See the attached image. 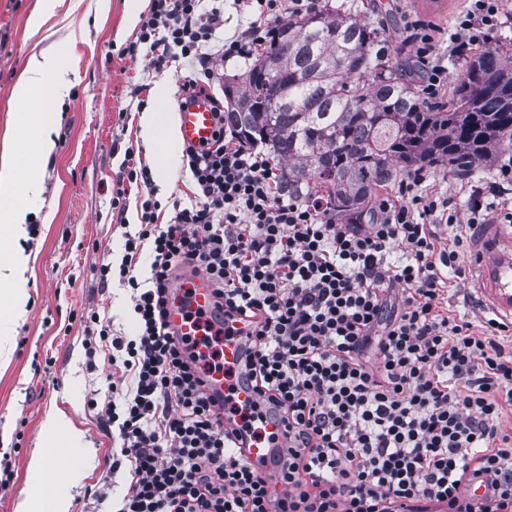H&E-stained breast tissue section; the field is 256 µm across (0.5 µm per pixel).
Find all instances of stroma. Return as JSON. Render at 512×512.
I'll return each mask as SVG.
<instances>
[{
  "instance_id": "35a3bbf8",
  "label": "stroma",
  "mask_w": 512,
  "mask_h": 512,
  "mask_svg": "<svg viewBox=\"0 0 512 512\" xmlns=\"http://www.w3.org/2000/svg\"><path fill=\"white\" fill-rule=\"evenodd\" d=\"M344 6L377 28L387 49L402 47L399 33L403 14L411 10L438 24L452 21L463 0H328ZM38 0H0V156L38 160L43 192L31 200L25 180H18L13 200L29 207L26 243L30 255L23 286L28 299L23 310L0 306V321L13 324L8 359L0 360V455H7L13 473L0 490V512H16L29 476V463L44 439L48 412H62L78 442L60 436L63 453L57 461L66 469L85 467L88 476L71 488V512H81L103 480H110L109 500L126 492L124 471L110 472L114 442L100 415L88 406L91 393L106 389L112 366L105 355L88 359L81 317L104 310L112 331L132 337L137 332L131 291L119 281L101 284V264H120L127 234L138 231L142 197L153 192L164 211L185 200L191 184L182 156L164 159L148 144L139 118L143 107L153 106L152 88L167 80L165 109L179 110L177 74L183 61L162 72L150 66L145 49L128 53L137 24L128 23L134 0H60L40 29L29 18ZM65 45L76 79L61 107L62 119L54 134L49 157H38L35 144L14 126L21 107L12 97L13 85L28 59L41 51ZM149 84L143 95L138 84ZM134 150L150 172L170 164L169 181H152L150 187H130L124 212L112 207V198L125 180L127 150ZM429 181L451 207L464 210L471 191L497 177L496 163H484L460 177L446 167L427 170Z\"/></svg>"
}]
</instances>
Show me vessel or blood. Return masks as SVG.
Returning <instances> with one entry per match:
<instances>
[{
    "label": "vessel or blood",
    "mask_w": 512,
    "mask_h": 512,
    "mask_svg": "<svg viewBox=\"0 0 512 512\" xmlns=\"http://www.w3.org/2000/svg\"><path fill=\"white\" fill-rule=\"evenodd\" d=\"M178 132L183 144L198 146L207 143L214 132L215 120L207 98H198L178 112ZM468 284L490 311L499 319L512 323V226L490 221L477 225L465 257ZM215 299L208 279L200 274L181 277L174 286L167 305V322L174 333L200 340L204 331L197 322L198 315L211 314ZM248 326L240 322L233 335L224 339V365L233 367L242 360L248 346ZM204 391L216 402L231 400L240 411L260 408L261 402L252 389L229 388L223 371L208 374ZM247 462L262 473L271 470L274 454L266 438L252 440L243 447Z\"/></svg>",
    "instance_id": "1"
}]
</instances>
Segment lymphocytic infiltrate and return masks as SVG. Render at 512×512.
I'll return each mask as SVG.
<instances>
[{"label": "lymphocytic infiltrate", "instance_id": "lymphocytic-infiltrate-1", "mask_svg": "<svg viewBox=\"0 0 512 512\" xmlns=\"http://www.w3.org/2000/svg\"><path fill=\"white\" fill-rule=\"evenodd\" d=\"M250 16L244 33L224 34V0H150L137 41L154 70L188 62L183 104L218 78L224 60L249 58L261 23L287 24L304 0H233ZM512 18V0H469L450 36L463 56L488 44ZM440 27L405 15L403 43L439 94L445 68L435 51ZM209 144L185 149L189 205L168 220L145 198L138 232L128 235L119 267L104 265L132 289L138 331L115 336L91 314L89 339L110 340L130 386L115 402L109 383L101 415L117 424L112 470L128 487L117 512H512V325L475 322L448 308V281L461 276L458 230L482 217L512 223V201L498 184L465 212L423 191L424 170L376 199L369 224L338 222L329 210L299 203L280 170L224 126L215 109ZM454 228L453 238L439 229ZM402 254L390 260L393 245ZM150 248V286L133 269ZM200 273L215 288L214 320L224 335L252 325L246 361L225 369L216 338L205 353L169 331L166 306L179 272ZM228 370L280 416L274 468L264 475L237 451L243 434L262 431L255 415L225 428L236 406L217 405L206 373ZM487 484V495L471 488Z\"/></svg>", "mask_w": 512, "mask_h": 512}]
</instances>
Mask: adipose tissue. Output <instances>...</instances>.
I'll use <instances>...</instances> for the list:
<instances>
[{
    "instance_id": "ef3b65f1",
    "label": "adipose tissue",
    "mask_w": 512,
    "mask_h": 512,
    "mask_svg": "<svg viewBox=\"0 0 512 512\" xmlns=\"http://www.w3.org/2000/svg\"><path fill=\"white\" fill-rule=\"evenodd\" d=\"M73 87L71 70L62 68L57 52L32 55L20 74L14 95L40 116V151L50 154L54 148L52 133L61 120V106ZM24 177L31 197H40L42 179L37 166L17 171L8 161L0 163V304L17 307L26 302L21 286L28 270L29 255L23 244L28 239L27 208L2 206V199L14 192L17 177ZM66 426L61 413L47 415L46 433L30 465V479L17 512H69L70 489L86 476L85 470H62L56 463L60 443L57 436Z\"/></svg>"
}]
</instances>
